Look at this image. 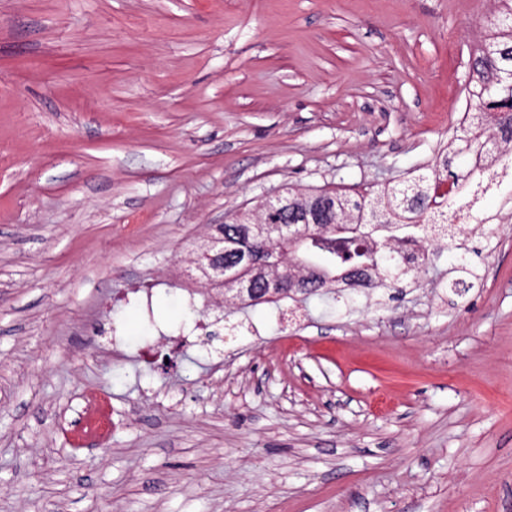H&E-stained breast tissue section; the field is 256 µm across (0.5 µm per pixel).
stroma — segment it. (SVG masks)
Segmentation results:
<instances>
[{
	"label": "stroma",
	"instance_id": "obj_1",
	"mask_svg": "<svg viewBox=\"0 0 512 512\" xmlns=\"http://www.w3.org/2000/svg\"><path fill=\"white\" fill-rule=\"evenodd\" d=\"M499 9L0 0V512H512L501 194L419 280L228 307L210 346L186 274L275 190L439 162ZM102 419H107V430L101 427ZM112 427V403L110 395L106 392L95 394L92 396L91 407L85 417L81 430L89 437H94L100 442L105 443L111 436Z\"/></svg>",
	"mask_w": 512,
	"mask_h": 512
}]
</instances>
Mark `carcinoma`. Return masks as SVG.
<instances>
[{"label": "carcinoma", "instance_id": "obj_1", "mask_svg": "<svg viewBox=\"0 0 512 512\" xmlns=\"http://www.w3.org/2000/svg\"><path fill=\"white\" fill-rule=\"evenodd\" d=\"M501 11L492 25L488 42L480 45L472 58L476 74L466 86V96L474 105L473 123L462 128L459 141L469 145L467 154L475 157L472 167L457 173L444 159V173L434 176L423 172L409 179L414 189L402 193L397 184L360 186L353 193L344 187H323L318 191L286 192L288 219L297 221L306 212L317 211V224L309 226L304 239L288 243L254 237L247 225L228 222L224 225V267H236L238 252L250 249L258 264L282 259L307 273L303 287L310 295L336 286V275L348 267L353 275L366 269L382 274L385 286L416 270L399 264V246L416 241L432 246L453 247L461 233L454 224V213L471 208L470 222L484 224L487 218L475 198L463 205L459 199L441 189L442 182L501 185L512 166L499 162L512 142V28L501 18L512 14V0H499ZM322 224L335 226L323 232Z\"/></svg>", "mask_w": 512, "mask_h": 512}]
</instances>
